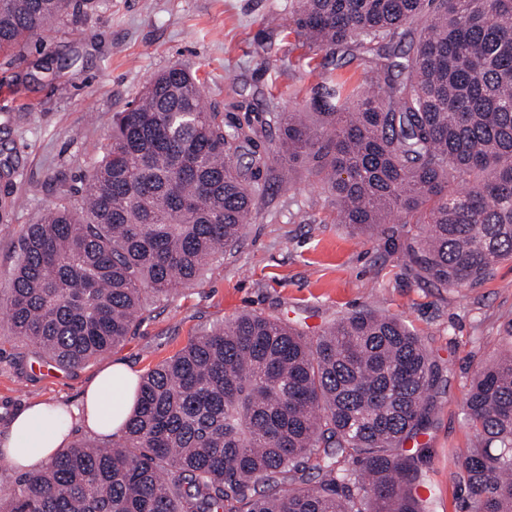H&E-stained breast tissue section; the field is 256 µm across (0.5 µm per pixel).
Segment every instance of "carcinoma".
I'll list each match as a JSON object with an SVG mask.
<instances>
[{
    "label": "carcinoma",
    "instance_id": "obj_1",
    "mask_svg": "<svg viewBox=\"0 0 512 512\" xmlns=\"http://www.w3.org/2000/svg\"><path fill=\"white\" fill-rule=\"evenodd\" d=\"M69 0H0V52L22 49ZM309 47L386 59L365 90L323 82L315 119L281 112L278 152L306 155L337 223L394 217L436 288L512 260V0H295ZM252 126L208 109L175 64L112 117L76 201L27 226L0 303L8 334L75 369L124 343L141 311L196 282L250 223L269 157ZM440 368L402 321L358 311L314 340L242 313L139 383L124 434L81 439L0 512H432L427 448ZM452 457L467 512H512V349L477 369Z\"/></svg>",
    "mask_w": 512,
    "mask_h": 512
}]
</instances>
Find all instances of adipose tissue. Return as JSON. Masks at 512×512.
Here are the masks:
<instances>
[{
    "instance_id": "adipose-tissue-1",
    "label": "adipose tissue",
    "mask_w": 512,
    "mask_h": 512,
    "mask_svg": "<svg viewBox=\"0 0 512 512\" xmlns=\"http://www.w3.org/2000/svg\"><path fill=\"white\" fill-rule=\"evenodd\" d=\"M138 383L136 371L115 362L86 386L78 404L36 402L22 407L0 436V456L31 474L66 447L73 424H81L105 440L117 439L136 404Z\"/></svg>"
}]
</instances>
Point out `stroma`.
Masks as SVG:
<instances>
[{
  "label": "stroma",
  "instance_id": "stroma-1",
  "mask_svg": "<svg viewBox=\"0 0 512 512\" xmlns=\"http://www.w3.org/2000/svg\"><path fill=\"white\" fill-rule=\"evenodd\" d=\"M292 0H80L67 21L41 31L23 55L0 56V283L26 227L73 197L107 143L113 113L156 74L179 63L196 72L208 108L264 128L265 189L237 248L208 260L201 279L147 306L134 336L73 371L45 366L25 342L0 337V431L34 401L77 403L107 364L147 373L193 337L253 312L320 334L362 308L404 321L444 368L440 405L419 438L434 512H466L450 452L475 442L462 407L477 367L504 348L512 321V260L480 284L421 282L400 246L336 221V202L303 157L285 171L271 117L304 109L321 76L364 84L360 60L337 65L313 53L284 22Z\"/></svg>",
  "mask_w": 512,
  "mask_h": 512
}]
</instances>
